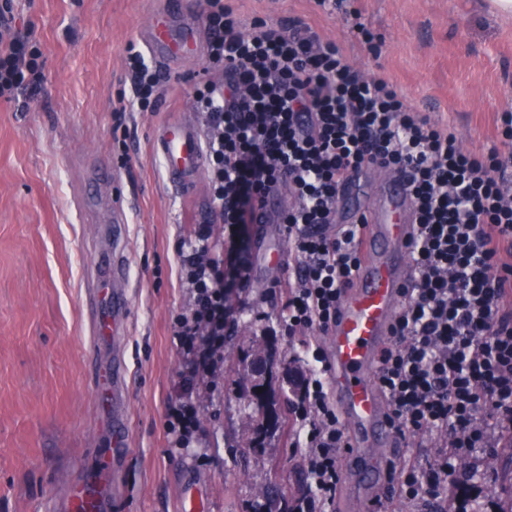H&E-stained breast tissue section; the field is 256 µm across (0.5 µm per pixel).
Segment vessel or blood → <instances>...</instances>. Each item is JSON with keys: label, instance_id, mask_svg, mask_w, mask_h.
<instances>
[{"label": "vessel or blood", "instance_id": "1", "mask_svg": "<svg viewBox=\"0 0 512 512\" xmlns=\"http://www.w3.org/2000/svg\"><path fill=\"white\" fill-rule=\"evenodd\" d=\"M139 38L166 68L201 53V36L185 0H170ZM153 150L162 160L172 188L185 194L198 190L205 154L201 133L193 121L178 119L159 127ZM363 186L364 179L358 176L343 187L344 196L357 202L356 211L348 216L349 223L363 217L367 226L353 286L339 305L328 335V379L336 411L351 432L350 447L341 458L345 476L376 493L387 480L398 446L385 396L376 382L379 352L389 341L400 290L411 279L408 253L413 224L403 177L386 173L383 193L369 199L363 196ZM287 206L283 195H269L256 211V223H277ZM128 232L125 206L113 203L110 218L99 226L104 245L84 289L90 318L88 374L94 400L108 424L110 445L88 462L84 476L67 484L51 512H106L108 503L99 481L118 475L125 458L129 429L124 351L130 317ZM179 510L205 512L204 495L195 482L183 483Z\"/></svg>", "mask_w": 512, "mask_h": 512}]
</instances>
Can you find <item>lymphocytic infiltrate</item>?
I'll return each instance as SVG.
<instances>
[{"label": "lymphocytic infiltrate", "instance_id": "f902f5d3", "mask_svg": "<svg viewBox=\"0 0 512 512\" xmlns=\"http://www.w3.org/2000/svg\"><path fill=\"white\" fill-rule=\"evenodd\" d=\"M207 74L194 101L209 158L210 220L180 250L187 309L172 319L182 358L180 393L166 413L171 447L198 442V390L224 362L235 328L234 289L250 283L248 257L225 262L224 246L253 222L263 198L288 191L280 222L295 276L288 284L290 332L327 335L360 264L363 224H337L340 186L363 170L402 174L415 214L413 277L402 290L377 383L400 435L432 442L425 463L405 462L378 512L394 500L428 507L476 448L512 447V114L503 113L500 147L477 155L456 134L412 110L388 80L351 65L343 49L300 22L274 28L241 22L224 0H206ZM41 54L0 10V98L37 89ZM130 100L155 109L162 76L135 46L126 49ZM222 236H215L214 225ZM307 374L292 403L307 421L306 461L313 491L293 512H327L341 482L348 430L328 390L327 355L307 346Z\"/></svg>", "mask_w": 512, "mask_h": 512}]
</instances>
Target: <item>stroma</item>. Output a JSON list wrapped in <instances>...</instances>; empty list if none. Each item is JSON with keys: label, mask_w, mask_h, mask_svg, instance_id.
Segmentation results:
<instances>
[{"label": "stroma", "mask_w": 512, "mask_h": 512, "mask_svg": "<svg viewBox=\"0 0 512 512\" xmlns=\"http://www.w3.org/2000/svg\"><path fill=\"white\" fill-rule=\"evenodd\" d=\"M165 0H11L16 27L41 50L44 79L34 93L0 100V512H50L60 485L96 454L101 437L85 355L83 285L95 262L94 227L81 225L92 162L111 165L102 193L129 202L131 315L130 446L118 512H175L187 476L202 482L207 512H259L260 487L277 486L285 505L310 492L306 450L293 429L259 451L239 447L257 417L243 382L253 341L271 339L279 384L303 375L305 338L282 320L288 270L267 269L268 249L287 250L281 225L248 226L242 246L252 288L236 292L235 330L224 343L215 389L201 387L200 445L169 447L165 413L180 381L174 315L189 304L180 280V243L211 208L208 188L174 192L152 151L158 126L181 113L196 119L194 84L204 59L163 71L155 111L112 108L129 94L125 48L139 41ZM244 23H308L338 42L354 67L380 75L410 106L447 124L475 153L499 144L497 117L512 112V14L490 0H224ZM349 11L377 38L364 43ZM477 474L448 512H501L512 486V450L480 453Z\"/></svg>", "instance_id": "obj_1"}]
</instances>
